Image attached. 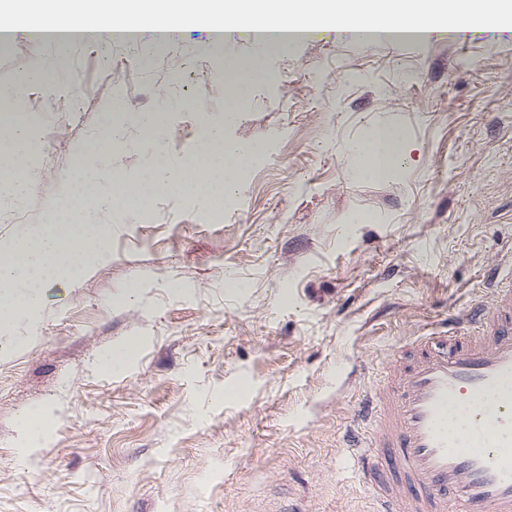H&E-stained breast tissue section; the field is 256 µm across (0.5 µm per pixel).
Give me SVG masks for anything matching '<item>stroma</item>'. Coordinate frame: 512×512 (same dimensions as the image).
Wrapping results in <instances>:
<instances>
[{
  "mask_svg": "<svg viewBox=\"0 0 512 512\" xmlns=\"http://www.w3.org/2000/svg\"><path fill=\"white\" fill-rule=\"evenodd\" d=\"M208 20L65 53L18 31L0 39V88L32 61L18 119L42 151L0 195V248L50 221L112 102L153 111L93 174L134 178L162 146L171 165L200 147L210 77L262 57L266 79L224 138L260 142L228 208L152 195V217L101 213L112 236L78 281L57 280L0 353V512H372L344 433L387 361L449 313L488 301L484 276L512 271V12L443 11L420 39H364L317 26L285 48L216 38ZM399 125V171L354 178L350 145ZM356 213L365 224H350ZM133 342L125 371L98 357ZM48 414L28 465L20 417ZM56 77L55 69L50 62H45L38 69L31 71L26 85L14 86L5 89V93L1 92L0 99H8L12 101L15 110L21 107V104L26 95V88L28 85L42 84L47 85L51 83Z\"/></svg>",
  "mask_w": 512,
  "mask_h": 512,
  "instance_id": "35a3bbf8",
  "label": "stroma"
}]
</instances>
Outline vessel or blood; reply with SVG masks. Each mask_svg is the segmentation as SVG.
Returning a JSON list of instances; mask_svg holds the SVG:
<instances>
[{
    "mask_svg": "<svg viewBox=\"0 0 512 512\" xmlns=\"http://www.w3.org/2000/svg\"><path fill=\"white\" fill-rule=\"evenodd\" d=\"M417 338L355 410L346 445L373 512H512V287ZM482 397L467 425L448 408Z\"/></svg>",
    "mask_w": 512,
    "mask_h": 512,
    "instance_id": "1",
    "label": "vessel or blood"
}]
</instances>
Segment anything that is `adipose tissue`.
<instances>
[{"label":"adipose tissue","mask_w":512,"mask_h":512,"mask_svg":"<svg viewBox=\"0 0 512 512\" xmlns=\"http://www.w3.org/2000/svg\"><path fill=\"white\" fill-rule=\"evenodd\" d=\"M281 25L312 26L316 21L335 22L350 30L355 25L387 29L411 18L429 24L439 0H278ZM267 0H173L171 11L182 18L197 20L232 14L247 17L251 26L261 27ZM261 58L239 64L227 72L225 106L221 119L205 120L202 144L197 155L171 169L164 158L145 169L134 190L121 201L128 210L137 209L150 192H184L205 200L215 210L222 209L224 197L236 185L241 169L263 146L242 144L224 138L226 124L241 114L237 102L245 85L265 79ZM404 133L397 126H374L350 147L353 174L376 179L400 163ZM70 204L61 219L48 225L42 235L20 241L0 260V320H21L42 298L43 287L62 273L81 278L88 272L96 253L111 236L107 224L91 221V209L112 208L111 189L94 181L77 182L69 191Z\"/></svg>","instance_id":"adipose-tissue-1"}]
</instances>
